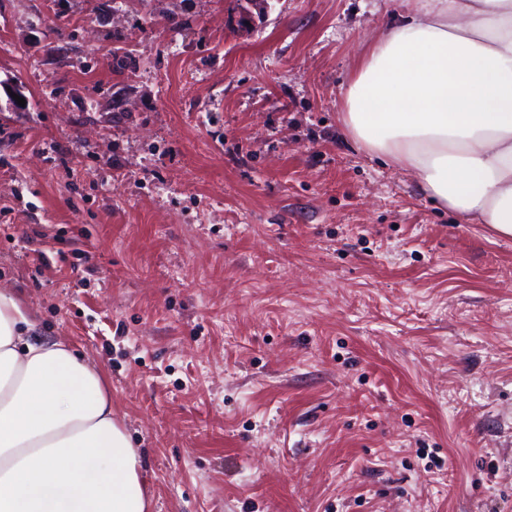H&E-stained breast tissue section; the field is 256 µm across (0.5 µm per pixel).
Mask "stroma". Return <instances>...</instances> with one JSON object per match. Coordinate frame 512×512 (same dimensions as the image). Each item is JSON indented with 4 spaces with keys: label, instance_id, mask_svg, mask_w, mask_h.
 Here are the masks:
<instances>
[{
    "label": "stroma",
    "instance_id": "obj_1",
    "mask_svg": "<svg viewBox=\"0 0 512 512\" xmlns=\"http://www.w3.org/2000/svg\"><path fill=\"white\" fill-rule=\"evenodd\" d=\"M406 0H0V289L153 512H512V239L339 119Z\"/></svg>",
    "mask_w": 512,
    "mask_h": 512
}]
</instances>
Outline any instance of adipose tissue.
Returning a JSON list of instances; mask_svg holds the SVG:
<instances>
[{"mask_svg": "<svg viewBox=\"0 0 512 512\" xmlns=\"http://www.w3.org/2000/svg\"><path fill=\"white\" fill-rule=\"evenodd\" d=\"M410 2L345 89V132L466 223L512 237V0ZM0 512H151L141 452L104 375L39 336L10 290H0Z\"/></svg>", "mask_w": 512, "mask_h": 512, "instance_id": "ef3b65f1", "label": "adipose tissue"}]
</instances>
